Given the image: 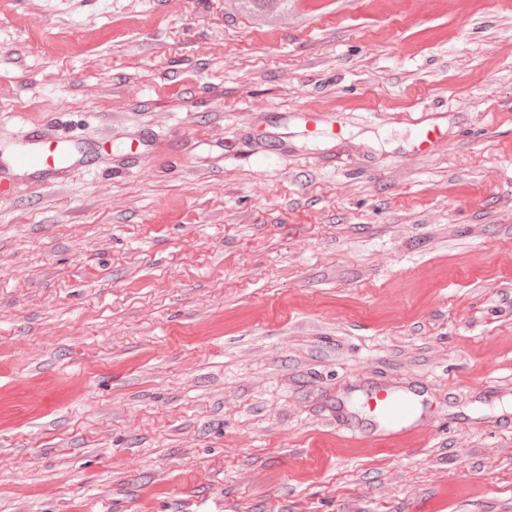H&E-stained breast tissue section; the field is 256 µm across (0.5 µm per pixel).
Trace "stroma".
<instances>
[{"label":"stroma","mask_w":512,"mask_h":512,"mask_svg":"<svg viewBox=\"0 0 512 512\" xmlns=\"http://www.w3.org/2000/svg\"><path fill=\"white\" fill-rule=\"evenodd\" d=\"M294 3L0 0V512H512V0ZM228 7L236 14L263 24H274L288 16L292 0H229ZM71 157L72 153L64 149L61 142H48L38 151L20 155L17 164L23 168H50L66 165ZM372 397L376 432L382 442L392 447L410 444L417 436L411 422L423 415L419 404L404 393L386 392Z\"/></svg>","instance_id":"obj_1"}]
</instances>
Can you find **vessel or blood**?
I'll return each instance as SVG.
<instances>
[{
  "instance_id": "1",
  "label": "vessel or blood",
  "mask_w": 512,
  "mask_h": 512,
  "mask_svg": "<svg viewBox=\"0 0 512 512\" xmlns=\"http://www.w3.org/2000/svg\"><path fill=\"white\" fill-rule=\"evenodd\" d=\"M72 154L61 144H45L40 150L22 154L17 164L23 168H50L69 163ZM374 422L380 439L386 445L400 447L416 437L411 423L422 417L423 411L411 396L386 392L373 398Z\"/></svg>"
}]
</instances>
